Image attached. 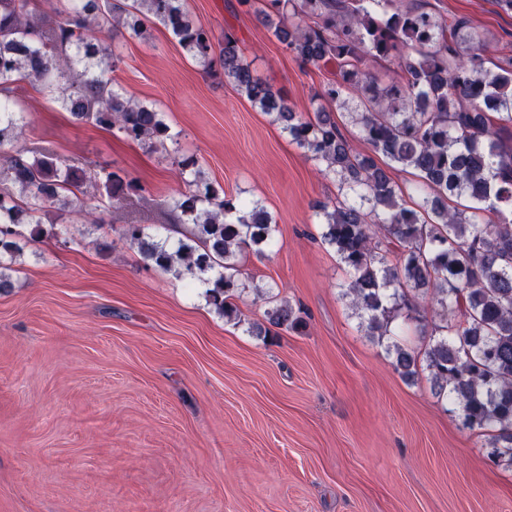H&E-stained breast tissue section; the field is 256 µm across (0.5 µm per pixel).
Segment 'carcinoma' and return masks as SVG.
Returning a JSON list of instances; mask_svg holds the SVG:
<instances>
[{"label": "carcinoma", "instance_id": "carcinoma-1", "mask_svg": "<svg viewBox=\"0 0 512 512\" xmlns=\"http://www.w3.org/2000/svg\"><path fill=\"white\" fill-rule=\"evenodd\" d=\"M36 12L32 0H0V292L12 288L4 258L28 239L47 235L50 211L88 216L135 209L145 187L125 174L60 156L22 139L21 83L36 81L78 123L115 131L148 152H172L187 189L162 212L180 237L157 241L135 222L121 227L147 265L207 285L206 299L228 321L249 288L236 257L274 244L276 225L256 201L228 195L206 178L198 158L181 148L163 113L115 89L108 74L123 63L114 37H141L159 22L203 74L234 84L282 125L291 140L336 181L332 204H319L321 239L351 274L343 293L368 334L382 342L398 320L422 322L419 349L398 341L387 354L402 379L426 371L437 397L463 425L491 431L492 460L512 469V54L489 64L482 37L461 17L436 13L426 0H239L302 66L333 64L314 116L293 112L258 79L231 33L214 43L187 0H66ZM396 62L385 82L369 64ZM350 113L369 153L355 152L334 108ZM386 162L380 164L376 157ZM411 169L418 200L408 206L392 172ZM267 303L251 335L299 331L292 305L255 289Z\"/></svg>", "mask_w": 512, "mask_h": 512}]
</instances>
